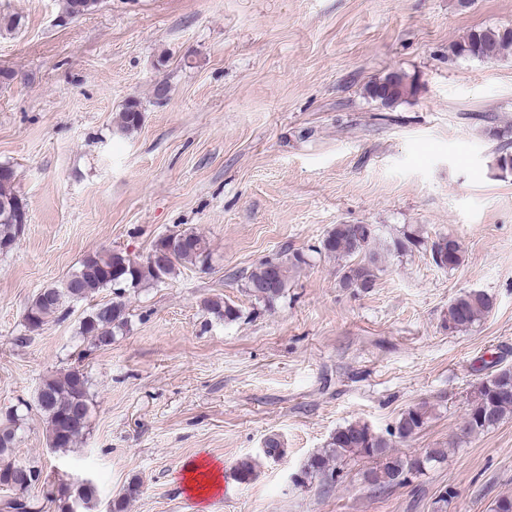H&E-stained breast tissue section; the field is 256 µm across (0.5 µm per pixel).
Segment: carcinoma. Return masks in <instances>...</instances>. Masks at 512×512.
Wrapping results in <instances>:
<instances>
[{
    "label": "carcinoma",
    "mask_w": 512,
    "mask_h": 512,
    "mask_svg": "<svg viewBox=\"0 0 512 512\" xmlns=\"http://www.w3.org/2000/svg\"><path fill=\"white\" fill-rule=\"evenodd\" d=\"M449 51L457 57H471L494 61L512 51V27L475 28ZM417 85L403 72L398 73L397 86L389 104L402 102L416 95ZM143 119L135 102L128 103L116 117L117 128L128 133L138 129ZM23 203L17 194L15 180L0 179V254L11 252L24 233L16 208ZM420 240L411 234L380 241L370 224H337L321 240L319 251L343 262L340 282L344 288L367 291L375 286L378 272L385 257L405 254L418 246ZM166 249L170 256L165 266L153 263L151 258L140 259L122 252H95L79 262L60 284L46 287L37 293L26 308L24 321L31 331L39 330L54 313L64 312L72 302L86 300L102 289H111L112 299L92 305L82 318L79 334L92 348L112 345L116 336L128 324L125 293L146 282L162 283L174 277L185 265L205 264L209 258L207 238L193 230H183L159 238L152 250ZM432 261L440 268L453 269L462 262L459 242L448 250V237L437 236L429 245ZM305 263L304 257L293 253L282 259L271 258L259 262L245 276L244 288L256 300L271 306L284 296L290 269ZM275 282V287L265 284ZM205 308L217 318L234 321L239 310L220 297L204 301ZM493 308V300L482 291H468L455 297L448 306V329L463 331L479 321ZM34 405L46 423L48 445L55 451H67L77 445L85 435L90 414V382L83 368L73 366L60 375L44 377L36 394ZM512 414V367H501L482 381L474 391L471 408L465 418L468 432L478 434L499 424ZM429 411L421 404L405 411L389 432L402 441L415 436L427 423ZM18 409H11L0 418V456H7L18 443L21 424ZM350 455L373 458L377 466L365 479L378 489L399 486L412 474L439 461L444 450L435 448L423 457L403 458L392 452L390 443L368 424L351 422L332 434L327 448L313 455L302 475L308 479L319 475L332 482L336 476L335 463ZM25 471L30 486L5 502L11 512H30L32 506L25 499L31 488L41 482L42 470L27 463H7L0 467V480ZM99 497L93 481L81 485L63 483L57 490L60 512H75L73 507L88 508Z\"/></svg>",
    "instance_id": "obj_1"
}]
</instances>
